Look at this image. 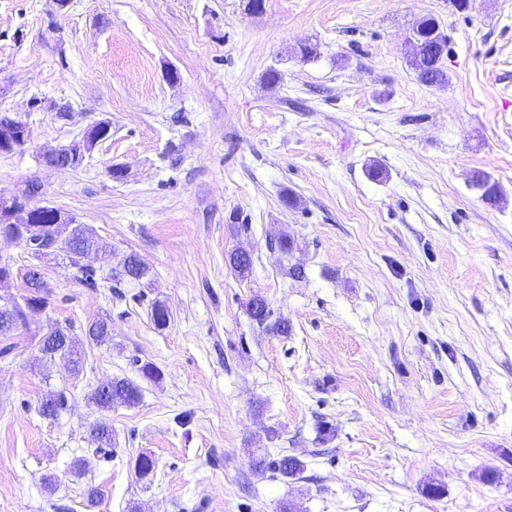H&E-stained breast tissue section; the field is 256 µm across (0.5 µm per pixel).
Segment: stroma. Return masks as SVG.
Instances as JSON below:
<instances>
[{"label":"stroma","mask_w":512,"mask_h":512,"mask_svg":"<svg viewBox=\"0 0 512 512\" xmlns=\"http://www.w3.org/2000/svg\"><path fill=\"white\" fill-rule=\"evenodd\" d=\"M423 16L448 37L442 86L409 63ZM0 113L30 133L0 195L39 183L108 247L94 288L41 259L52 304L0 358V512H512V0H0ZM101 119L79 165H42ZM132 251L149 287L110 279ZM256 293L287 335L250 317ZM102 316L111 341L86 346ZM54 326L80 375L38 352ZM115 377L141 400L100 410ZM265 453L305 469L257 472ZM69 392L67 388L46 395L39 406V413L44 417H56L63 410H66L69 403Z\"/></svg>","instance_id":"stroma-1"}]
</instances>
